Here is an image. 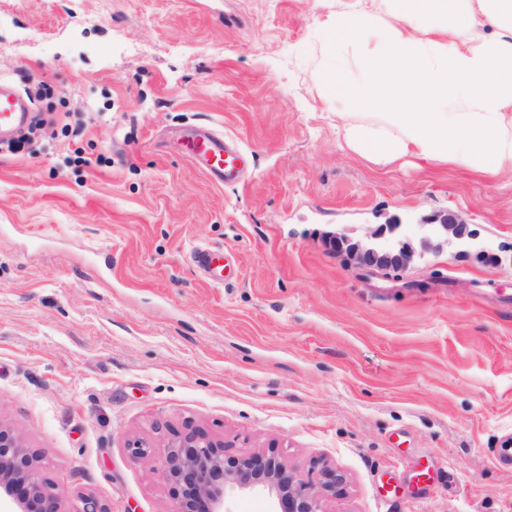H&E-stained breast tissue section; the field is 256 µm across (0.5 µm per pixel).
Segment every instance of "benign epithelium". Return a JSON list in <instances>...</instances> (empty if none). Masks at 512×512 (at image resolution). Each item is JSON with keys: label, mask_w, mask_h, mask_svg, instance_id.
<instances>
[{"label": "benign epithelium", "mask_w": 512, "mask_h": 512, "mask_svg": "<svg viewBox=\"0 0 512 512\" xmlns=\"http://www.w3.org/2000/svg\"><path fill=\"white\" fill-rule=\"evenodd\" d=\"M411 239L405 224H379L365 237L354 239L345 232L329 235L336 253L370 275L388 276L404 271L428 253L438 254L450 241L477 251L497 262L477 242V233L453 211L431 215L415 225ZM135 462L154 457L155 474L183 486L184 499L175 512H191L190 502L206 501L207 512H228L226 499L240 491L268 492L282 512H328L326 502L338 495L345 482L338 470L321 465L317 479L305 478L275 456L253 453L231 463L224 459V440L216 439L187 423L169 431L165 441L134 438L129 441ZM0 512H58L48 492L38 454L12 430L0 425Z\"/></svg>", "instance_id": "obj_1"}]
</instances>
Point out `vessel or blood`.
I'll return each mask as SVG.
<instances>
[{
    "label": "vessel or blood",
    "mask_w": 512,
    "mask_h": 512,
    "mask_svg": "<svg viewBox=\"0 0 512 512\" xmlns=\"http://www.w3.org/2000/svg\"><path fill=\"white\" fill-rule=\"evenodd\" d=\"M29 120V106L11 86L0 82V139L8 138ZM180 146L185 155L213 181L224 184L236 179L243 164V153L232 140L213 129L198 130L184 137ZM192 261L210 283L220 286L225 281L223 252L196 248Z\"/></svg>",
    "instance_id": "obj_1"
}]
</instances>
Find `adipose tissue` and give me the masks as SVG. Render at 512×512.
Segmentation results:
<instances>
[{"mask_svg": "<svg viewBox=\"0 0 512 512\" xmlns=\"http://www.w3.org/2000/svg\"><path fill=\"white\" fill-rule=\"evenodd\" d=\"M322 30V90L353 153L512 166V0H344Z\"/></svg>", "mask_w": 512, "mask_h": 512, "instance_id": "ef3b65f1", "label": "adipose tissue"}]
</instances>
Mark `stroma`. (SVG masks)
I'll list each match as a JSON object with an SVG mask.
<instances>
[{
    "instance_id": "stroma-1",
    "label": "stroma",
    "mask_w": 512,
    "mask_h": 512,
    "mask_svg": "<svg viewBox=\"0 0 512 512\" xmlns=\"http://www.w3.org/2000/svg\"><path fill=\"white\" fill-rule=\"evenodd\" d=\"M336 0H0V79L41 130L0 142V424L59 512H174L128 439L192 422L226 460L345 477L330 512H512V170L376 165L336 133L317 20ZM210 126L248 157L210 180ZM454 211L452 246L368 279L327 232ZM230 253L207 283L190 260ZM180 146L191 161L217 183L234 181L243 164V153L224 133L198 130L184 137Z\"/></svg>"
}]
</instances>
